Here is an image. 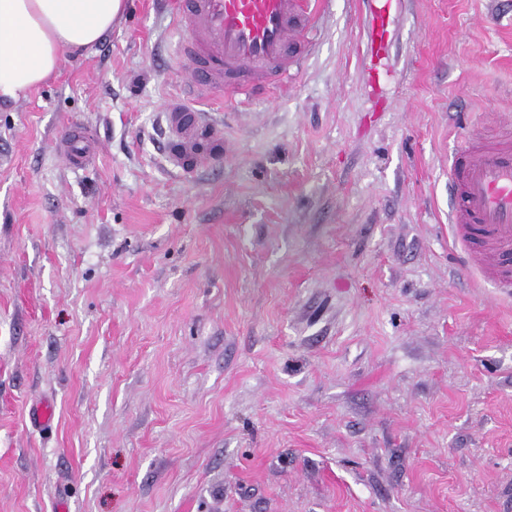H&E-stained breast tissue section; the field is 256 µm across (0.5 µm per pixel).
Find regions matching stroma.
<instances>
[{
  "instance_id": "stroma-1",
  "label": "stroma",
  "mask_w": 512,
  "mask_h": 512,
  "mask_svg": "<svg viewBox=\"0 0 512 512\" xmlns=\"http://www.w3.org/2000/svg\"><path fill=\"white\" fill-rule=\"evenodd\" d=\"M175 2L0 103V512H512V298L448 234L455 149L512 125V0H330L184 169ZM167 147L172 162L183 167L188 162L197 167L224 153V130L206 112H196L183 101H175L164 112ZM205 149L197 151L198 143ZM59 153L73 167H84L95 156L94 139L85 128L69 129L59 140Z\"/></svg>"
}]
</instances>
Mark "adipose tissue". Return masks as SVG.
<instances>
[{
    "label": "adipose tissue",
    "mask_w": 512,
    "mask_h": 512,
    "mask_svg": "<svg viewBox=\"0 0 512 512\" xmlns=\"http://www.w3.org/2000/svg\"><path fill=\"white\" fill-rule=\"evenodd\" d=\"M126 0H0V102L39 87L68 50L90 49Z\"/></svg>",
    "instance_id": "1"
}]
</instances>
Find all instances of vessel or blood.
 <instances>
[{
	"instance_id": "1",
	"label": "vessel or blood",
	"mask_w": 512,
	"mask_h": 512,
	"mask_svg": "<svg viewBox=\"0 0 512 512\" xmlns=\"http://www.w3.org/2000/svg\"><path fill=\"white\" fill-rule=\"evenodd\" d=\"M328 0H181L173 19L176 61L189 63V94L218 91L252 96L277 89L304 56L302 30L317 25ZM167 147L177 166L201 165L224 152V132L207 113L184 102L168 106ZM73 167L95 156L82 127L59 140ZM448 226L477 280L512 295V132L490 141L471 137L455 153L448 175Z\"/></svg>"
}]
</instances>
